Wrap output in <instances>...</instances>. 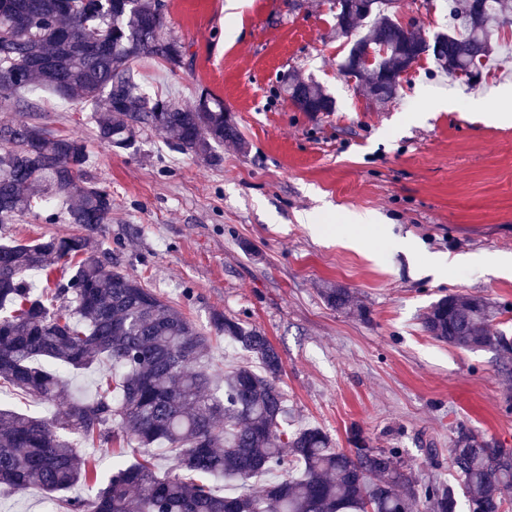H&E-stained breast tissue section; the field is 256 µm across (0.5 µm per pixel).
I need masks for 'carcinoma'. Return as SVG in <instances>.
Instances as JSON below:
<instances>
[{"label": "carcinoma", "mask_w": 512, "mask_h": 512, "mask_svg": "<svg viewBox=\"0 0 512 512\" xmlns=\"http://www.w3.org/2000/svg\"><path fill=\"white\" fill-rule=\"evenodd\" d=\"M334 0L336 36L355 39L340 64L375 100L397 97V75L427 51L452 78L482 76L495 53L512 43L494 25L503 0H451L448 32L432 39L393 17V0H372L367 14ZM163 0H0V102L21 90L45 88L66 101L91 105L101 143L129 149L144 129L170 134L185 154L214 162L232 141L246 148L224 105L206 95L195 104L146 93L132 67L141 58L175 71L186 48L167 35ZM289 99L314 112L335 111L334 99L313 82L286 83ZM83 138L52 135L18 122L0 127V224L38 218L45 204L69 203L45 223L94 227L112 221V192L83 178ZM72 265L56 284L60 309L47 305L25 279ZM339 313L367 319L343 286L320 290ZM507 310L482 297L445 295L422 318L439 342L509 353L512 339L488 325ZM217 334L256 359L260 370L236 365L217 377L208 371V339L135 276L106 266L90 238L48 236L33 243H0V382L65 409L38 418L0 407V485H35L54 495L53 512H506L512 490V448L461 428L448 449L457 484L419 483L398 448L370 445L361 431L337 449L318 426L288 428L280 386L282 358L267 336L238 319L216 314ZM108 362L93 398L72 396L64 370ZM97 441L162 447L175 474L160 475L148 454L116 464L90 501L62 493L94 479L81 452ZM289 467L285 478L251 491L258 476ZM240 491L219 496L209 479Z\"/></svg>", "instance_id": "carcinoma-1"}]
</instances>
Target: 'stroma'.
Listing matches in <instances>:
<instances>
[{"label": "stroma", "mask_w": 512, "mask_h": 512, "mask_svg": "<svg viewBox=\"0 0 512 512\" xmlns=\"http://www.w3.org/2000/svg\"><path fill=\"white\" fill-rule=\"evenodd\" d=\"M166 4L184 64L135 62L143 89L221 101L247 150L228 142L206 163L150 129L115 150L80 102L37 91L34 112L0 103V125L84 138L86 178L112 192L111 223L27 218L0 224V242L89 237L209 336L214 372L247 356L213 315L257 327L282 357L290 420L321 427L334 447L358 428L372 446L402 449L419 480L449 483L458 429L512 448V372L499 353L437 342L420 321L448 294L512 303V272L488 263L512 254V122L493 117L512 60L497 56L470 88L423 57L379 108L340 71L348 42L328 0ZM393 11L428 38L448 28V0H396ZM287 77L319 84L334 111H298ZM329 282L350 288L368 321L329 309Z\"/></svg>", "instance_id": "35a3bbf8"}]
</instances>
